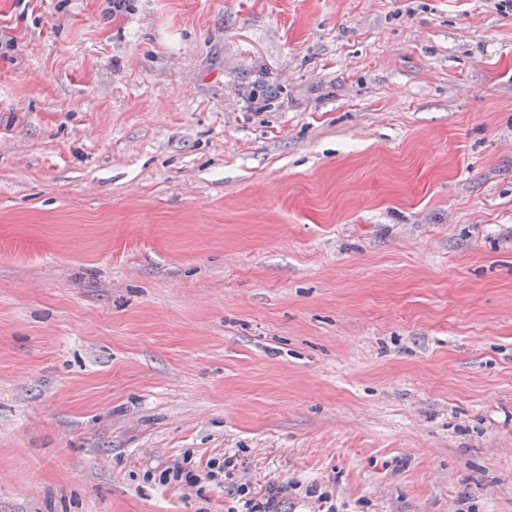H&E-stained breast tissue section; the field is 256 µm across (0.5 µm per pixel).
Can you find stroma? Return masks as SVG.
I'll use <instances>...</instances> for the list:
<instances>
[{
  "instance_id": "1",
  "label": "stroma",
  "mask_w": 512,
  "mask_h": 512,
  "mask_svg": "<svg viewBox=\"0 0 512 512\" xmlns=\"http://www.w3.org/2000/svg\"><path fill=\"white\" fill-rule=\"evenodd\" d=\"M512 512V12L0 0V512ZM235 467L236 464L231 456L224 458L222 462L211 458L206 464L207 470L204 469L203 471L194 469V467L174 464L160 472L159 480L166 484L175 483L183 489H192L202 480L223 486L226 479L233 478ZM284 490H268L267 493L257 496L251 490L248 483H239L236 485L235 494L237 502L241 505L242 510H235L228 512H278L279 504L278 498Z\"/></svg>"
}]
</instances>
